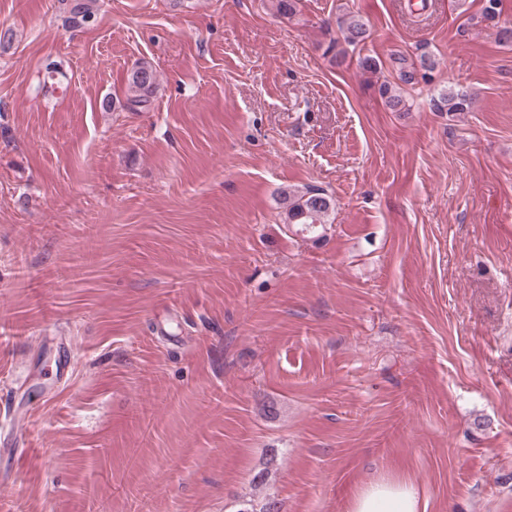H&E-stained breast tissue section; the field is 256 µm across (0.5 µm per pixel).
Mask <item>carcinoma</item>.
Masks as SVG:
<instances>
[{
	"mask_svg": "<svg viewBox=\"0 0 512 512\" xmlns=\"http://www.w3.org/2000/svg\"><path fill=\"white\" fill-rule=\"evenodd\" d=\"M499 0H483L480 19L496 27L500 42L512 44V27L499 24ZM71 21L76 26L84 25L95 17V0H72L70 7ZM336 25L343 41L351 46H358L368 37V27L364 20L351 12L336 19ZM391 66L396 73L399 84H392L385 79L378 84V92L386 106L393 112L406 108V102L400 92V86L411 88L426 80L437 62L428 53L420 55L418 61L409 59L401 53H393ZM159 86L157 71L148 62L137 65L127 77L125 109L138 112L147 108L154 98ZM432 109L436 112H466L471 106L470 95L463 91H450L431 99ZM283 208V224L292 231L321 237L330 215L334 211L333 198L321 189L312 187L290 188L280 193Z\"/></svg>",
	"mask_w": 512,
	"mask_h": 512,
	"instance_id": "obj_1",
	"label": "carcinoma"
}]
</instances>
